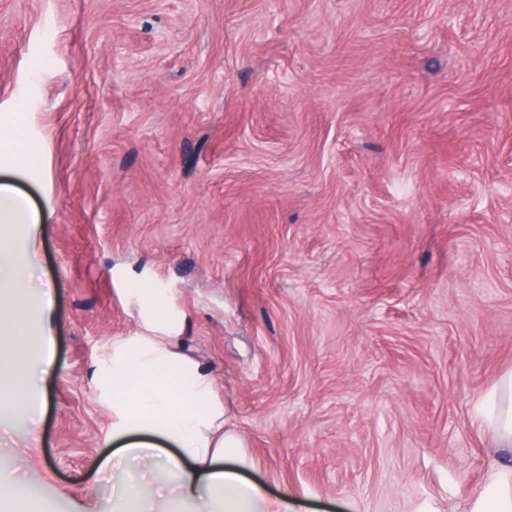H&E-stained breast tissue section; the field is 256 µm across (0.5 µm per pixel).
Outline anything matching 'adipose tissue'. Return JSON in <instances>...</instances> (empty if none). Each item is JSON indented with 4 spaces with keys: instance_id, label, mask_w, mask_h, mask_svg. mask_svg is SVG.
<instances>
[{
    "instance_id": "1",
    "label": "adipose tissue",
    "mask_w": 512,
    "mask_h": 512,
    "mask_svg": "<svg viewBox=\"0 0 512 512\" xmlns=\"http://www.w3.org/2000/svg\"><path fill=\"white\" fill-rule=\"evenodd\" d=\"M39 232L27 199L0 186V324L12 343L0 358V416H34L27 398L34 374L25 363L33 314L50 315L51 289L34 281ZM112 387V438L120 453L160 483L123 477L112 486L110 512H301L292 493L269 497L245 479L243 442L229 428L228 408L213 394V380L181 353L169 336H127L112 344V362L98 374ZM496 409L482 428L497 447H512V371L492 393ZM235 467H225V460ZM464 512H512V467L492 465L481 491Z\"/></svg>"
}]
</instances>
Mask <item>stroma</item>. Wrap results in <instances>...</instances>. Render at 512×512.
<instances>
[{"mask_svg": "<svg viewBox=\"0 0 512 512\" xmlns=\"http://www.w3.org/2000/svg\"><path fill=\"white\" fill-rule=\"evenodd\" d=\"M0 171L40 226L28 512H107L138 291L306 512H462L512 370V0H0ZM51 330L44 364L40 333Z\"/></svg>", "mask_w": 512, "mask_h": 512, "instance_id": "stroma-1", "label": "stroma"}]
</instances>
